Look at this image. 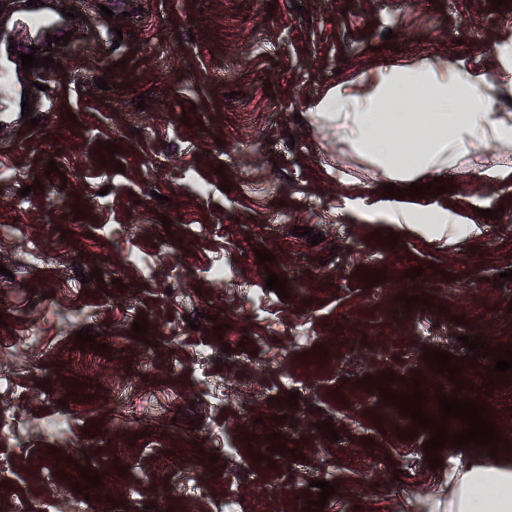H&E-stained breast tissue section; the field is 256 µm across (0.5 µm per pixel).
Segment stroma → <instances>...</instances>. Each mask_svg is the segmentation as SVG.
Here are the masks:
<instances>
[{
    "label": "stroma",
    "mask_w": 512,
    "mask_h": 512,
    "mask_svg": "<svg viewBox=\"0 0 512 512\" xmlns=\"http://www.w3.org/2000/svg\"><path fill=\"white\" fill-rule=\"evenodd\" d=\"M59 5L82 27L49 51L39 124L0 127V408L15 412L0 435V507L215 512L231 497L242 512H308L326 480L321 512H448L449 476L478 450L443 447L429 468L430 430L395 422L365 381L385 373L488 407L496 459L512 463V374L488 385L493 357L461 341L512 345V182L470 179L511 162L512 145L466 160L435 199L500 218L477 235L410 231L351 198L348 180L380 188L383 176L310 117L334 86L377 69L432 58L495 70L512 0ZM106 27L120 45L102 47ZM22 242L49 264L16 274ZM372 270L382 280H364ZM271 272L288 298L266 288ZM82 329L95 345L77 344ZM434 348L459 357L463 388L430 369ZM274 433L283 454L268 451ZM232 448L250 473L233 474ZM84 467L101 483L81 494Z\"/></svg>",
    "instance_id": "35a3bbf8"
}]
</instances>
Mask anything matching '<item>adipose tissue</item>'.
Instances as JSON below:
<instances>
[{"mask_svg":"<svg viewBox=\"0 0 512 512\" xmlns=\"http://www.w3.org/2000/svg\"><path fill=\"white\" fill-rule=\"evenodd\" d=\"M495 72L425 60L371 73L331 89L311 109L328 129L397 186L442 177L491 146L512 143V113L500 111L494 82L512 83V34L493 45ZM391 223L417 228L453 224L476 232L478 215L408 198L386 204ZM448 512H512V465L470 463L454 477Z\"/></svg>","mask_w":512,"mask_h":512,"instance_id":"ef3b65f1","label":"adipose tissue"}]
</instances>
